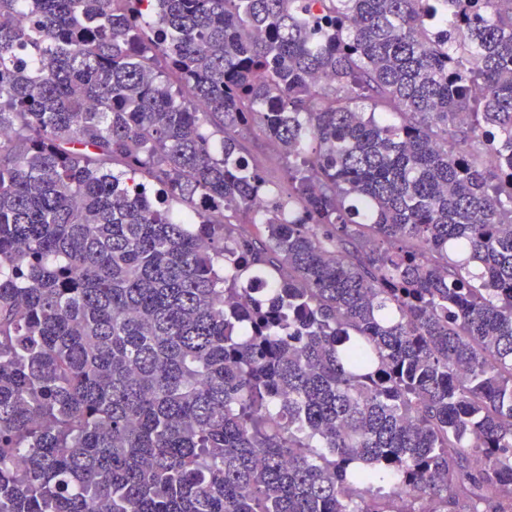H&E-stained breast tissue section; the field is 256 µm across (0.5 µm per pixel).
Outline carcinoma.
Here are the masks:
<instances>
[{
  "mask_svg": "<svg viewBox=\"0 0 512 512\" xmlns=\"http://www.w3.org/2000/svg\"><path fill=\"white\" fill-rule=\"evenodd\" d=\"M0 128V512H512V0H0ZM252 149V159L265 172V175L272 180L281 176L282 156L259 131L247 133Z\"/></svg>",
  "mask_w": 512,
  "mask_h": 512,
  "instance_id": "carcinoma-1",
  "label": "carcinoma"
}]
</instances>
